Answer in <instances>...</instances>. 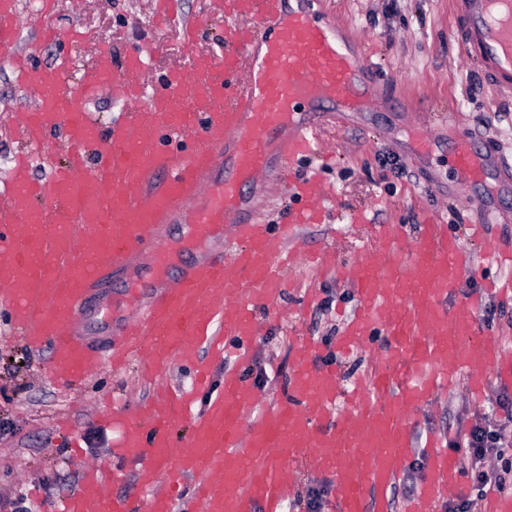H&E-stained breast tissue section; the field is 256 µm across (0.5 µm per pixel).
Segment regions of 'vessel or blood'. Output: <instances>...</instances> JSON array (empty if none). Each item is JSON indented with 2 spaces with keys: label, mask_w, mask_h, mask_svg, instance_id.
<instances>
[{
  "label": "vessel or blood",
  "mask_w": 512,
  "mask_h": 512,
  "mask_svg": "<svg viewBox=\"0 0 512 512\" xmlns=\"http://www.w3.org/2000/svg\"><path fill=\"white\" fill-rule=\"evenodd\" d=\"M228 14L224 50L200 58L190 71L163 79L146 75L140 49L121 68L110 55L81 70L76 89L63 66L27 68L36 106L20 133L45 145L59 134L70 153L33 178L17 161L0 204V309L32 347L50 346V369L94 375L104 363L143 358L142 375L156 386L136 420L113 414L123 431L119 448L139 459L137 501L74 495L61 512H285L289 469L304 464L336 480L335 512H381L389 488L410 456L411 424L421 406L465 386L482 397L490 377L512 378V350L482 336L481 294L457 306L448 300L477 268L443 224L424 225L408 252L397 225H377L370 257L348 263L324 252L313 260L354 287L357 306L336 339L348 351L382 337L383 351L352 387L342 389L334 364L320 362L321 344L299 339L284 398L258 410V394L239 373L224 375L204 410L195 396L208 391L198 364L202 346L237 361L249 359L256 314L277 313L286 290V245L304 224H315L322 192L298 174L313 153L321 105L346 112L385 107L371 65L354 53L331 21L313 20L285 0H209ZM54 0H42L38 32L62 46L72 34L53 22ZM467 57L478 58L484 82L512 96V0H453ZM22 19L15 0H0V62L18 65ZM129 106L101 129L85 106L102 88ZM452 163L460 186L491 174L471 141L459 140ZM279 171L280 194L304 198L284 224H268L250 190ZM183 221L224 246L168 277L165 228ZM155 264L157 282L147 306L118 331V343L98 346L79 334L80 318L97 291L139 256ZM196 368L194 393L165 387L173 364ZM185 420L190 436L176 446L171 431ZM429 473L402 512H437L464 482L455 455L439 437L425 444ZM190 494H183L185 479Z\"/></svg>",
  "instance_id": "obj_1"
}]
</instances>
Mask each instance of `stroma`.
<instances>
[{"instance_id": "obj_1", "label": "stroma", "mask_w": 512, "mask_h": 512, "mask_svg": "<svg viewBox=\"0 0 512 512\" xmlns=\"http://www.w3.org/2000/svg\"><path fill=\"white\" fill-rule=\"evenodd\" d=\"M178 2L199 32L188 47L176 30L152 26L154 0H58L55 23L82 29L88 38L76 47L47 46L37 62L53 64L70 57L67 75L72 78L95 62L106 44L116 62L131 48L145 46L144 58L156 77L189 66L222 43L226 21L210 13L208 0ZM310 6L316 16L335 19L351 46L365 53L377 90L389 107L326 113L321 147L300 166L304 172L317 169L326 188L325 220L304 225L289 242V250L324 249L347 262L368 249L374 225H401L411 245L423 224L442 221L478 269L477 275L463 279L452 304L482 293V311L493 314L491 322L482 323V334L512 346V298L485 288L487 281L512 275L511 269L490 257L495 242L512 237V187L494 192L498 223L486 225L481 237H471L467 223L475 214L472 199L480 191L458 188L451 163L456 136L475 139L495 162L512 163V100L487 88L470 95L471 84L481 78L480 68L462 53L450 0H310ZM33 105L32 91L19 87L9 67L1 65L0 192L8 186L18 153L29 151L31 170L40 177L47 172L43 153L60 158L67 150L56 135L49 137L45 148L27 150L12 125L16 115ZM430 112L447 113L450 124L435 128L432 153L418 155L410 134L419 118ZM387 157L406 167L405 177L383 166ZM133 274L142 287L118 281L92 302L82 329L85 336L103 340L107 323L148 303L152 291L145 286L150 279L147 266ZM291 280L284 297L287 317L271 320L259 315L260 335L244 365L206 358L211 387L222 386L225 372L237 368L260 395L274 400L288 384L295 335L335 342L357 305L351 285L330 275L312 277L303 265ZM309 287L315 288L317 301L299 309V297ZM50 357V348L35 349L21 340L7 314L0 312V512H11V502L20 496L32 512H57L68 493L81 489L84 464L102 467L98 492L134 493L139 465L117 458L121 428L113 424L112 414H133L153 398V385L134 363L119 370L106 365L91 377L72 378L51 372ZM502 399L508 400V407H499ZM478 423L512 435L511 382L490 379L477 402L460 387L420 411L413 426L417 448L388 493V512H400L424 481L428 464L422 445L427 435L444 438L462 457L467 452L465 437ZM312 487L321 491L318 512H331L335 484L330 475L302 466L294 484V512H309L307 491Z\"/></svg>"}]
</instances>
